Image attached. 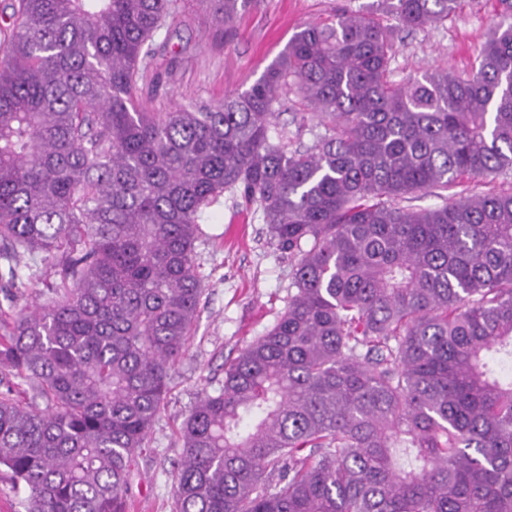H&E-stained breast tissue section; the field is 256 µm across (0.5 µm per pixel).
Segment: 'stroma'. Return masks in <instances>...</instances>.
I'll return each instance as SVG.
<instances>
[{"label": "stroma", "instance_id": "1", "mask_svg": "<svg viewBox=\"0 0 512 512\" xmlns=\"http://www.w3.org/2000/svg\"><path fill=\"white\" fill-rule=\"evenodd\" d=\"M365 7L381 10L376 0H253L226 28L205 0H180L164 30L168 48L141 80L142 94L166 112L244 91L306 25ZM498 20V0H460L443 24L402 30L392 80L468 69ZM195 253L203 294L188 351L172 372L165 408L133 476L130 512H171L179 430L200 390L219 391L225 362L270 330L288 305L292 262L271 245L258 208L244 207L236 194L225 192L207 209Z\"/></svg>", "mask_w": 512, "mask_h": 512}]
</instances>
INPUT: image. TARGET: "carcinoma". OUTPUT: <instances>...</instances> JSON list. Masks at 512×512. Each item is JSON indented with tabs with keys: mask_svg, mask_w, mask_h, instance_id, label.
Returning <instances> with one entry per match:
<instances>
[{
	"mask_svg": "<svg viewBox=\"0 0 512 512\" xmlns=\"http://www.w3.org/2000/svg\"><path fill=\"white\" fill-rule=\"evenodd\" d=\"M230 25L251 0H208ZM458 0H383L403 27ZM470 71L389 79L370 11L297 32L247 90L153 112L178 0H18L0 46V471L25 512H128L185 355L195 243L232 191L295 260L275 325L180 429L172 512H512V0ZM292 91L325 133L292 146ZM58 280L41 306L40 267ZM28 384L22 402L15 388ZM489 189H495L497 191H510V189H512V172L500 174L492 183L488 185L476 183L475 181H472L471 183L464 181L463 185H459L453 189H450L448 190V193L445 192L444 194H448L449 196L454 192H462L464 195H466L472 190L475 192H480L487 191Z\"/></svg>",
	"mask_w": 512,
	"mask_h": 512,
	"instance_id": "1",
	"label": "carcinoma"
}]
</instances>
